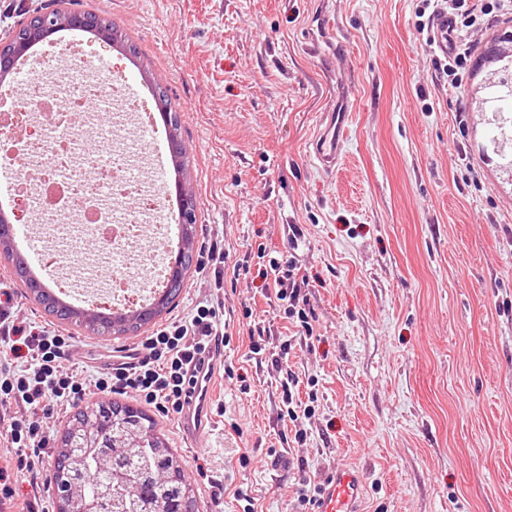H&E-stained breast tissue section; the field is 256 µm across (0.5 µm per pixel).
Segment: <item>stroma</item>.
<instances>
[{"instance_id": "stroma-1", "label": "stroma", "mask_w": 512, "mask_h": 512, "mask_svg": "<svg viewBox=\"0 0 512 512\" xmlns=\"http://www.w3.org/2000/svg\"><path fill=\"white\" fill-rule=\"evenodd\" d=\"M423 0H77L112 18L129 54L92 34L68 39L132 86L168 198L196 202V248L223 239L244 255L288 247L308 276L312 335L264 297L262 263L224 285L237 380L216 378L196 443L179 418L155 413L186 463L195 512H293L301 481L339 464L365 476L364 512H512V185L482 151L486 130L458 113L477 82L451 87L436 68ZM512 17L465 29L481 68ZM166 89L181 125L177 173L155 103ZM348 107L340 164L312 142L324 112ZM190 268L173 306L149 324L184 319L212 293ZM15 318L72 339L64 373L92 378L143 338L96 334L38 304L0 257ZM291 340L296 398L313 401L307 440L287 445L274 373L249 357L243 306ZM246 379L250 392L239 389ZM248 465H241V458ZM279 470H272V463ZM208 468L223 493L204 483Z\"/></svg>"}]
</instances>
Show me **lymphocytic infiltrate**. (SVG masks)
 Masks as SVG:
<instances>
[{
    "label": "lymphocytic infiltrate",
    "mask_w": 512,
    "mask_h": 512,
    "mask_svg": "<svg viewBox=\"0 0 512 512\" xmlns=\"http://www.w3.org/2000/svg\"><path fill=\"white\" fill-rule=\"evenodd\" d=\"M271 280L274 298L284 307L287 318L297 319L305 332H312L307 306L309 280L302 275L295 256L269 259L264 270ZM216 296L195 304L178 322L147 336L133 347L126 361L113 364L110 371L95 378L58 373L55 363L71 345L67 336L52 334L31 325L0 318V403L14 402L13 414L0 415V442L16 451L15 476L35 485L46 484L42 458L50 445L39 415L57 407L83 402L99 393L134 392L164 414H182L191 402H202L199 378H211L215 358L229 346L232 333L219 328L216 318L223 308ZM269 330L261 324L249 329V354L256 363H270L275 369L285 415L290 421L311 419V406H299L295 399L299 378L288 367L289 343L279 350L266 349ZM225 378H234L232 362L220 368Z\"/></svg>",
    "instance_id": "f902f5d3"
}]
</instances>
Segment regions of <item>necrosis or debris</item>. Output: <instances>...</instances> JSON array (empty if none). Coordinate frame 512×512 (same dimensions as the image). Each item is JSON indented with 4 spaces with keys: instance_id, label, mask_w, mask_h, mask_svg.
I'll return each mask as SVG.
<instances>
[{
    "instance_id": "4bbe7bcc",
    "label": "necrosis or debris",
    "mask_w": 512,
    "mask_h": 512,
    "mask_svg": "<svg viewBox=\"0 0 512 512\" xmlns=\"http://www.w3.org/2000/svg\"><path fill=\"white\" fill-rule=\"evenodd\" d=\"M64 74L61 81L34 76L30 81L31 97L10 102L13 109L39 112L44 127L40 145L19 140L13 146L14 154L29 170L49 171L26 199L55 223L57 239H68L66 199L80 184L75 160L83 152L84 135L67 117L77 110L83 112L87 125L112 140L110 149L91 158L97 167L111 171L112 179L86 194L81 205V235L99 240L105 225L121 227L122 236L112 243V305L124 308L133 296L140 303H149L159 287L170 237L167 225L155 218L160 188L132 174L150 155L147 140L130 142L123 136L125 128L136 119V106L128 102L120 83L91 66L68 60Z\"/></svg>"
}]
</instances>
